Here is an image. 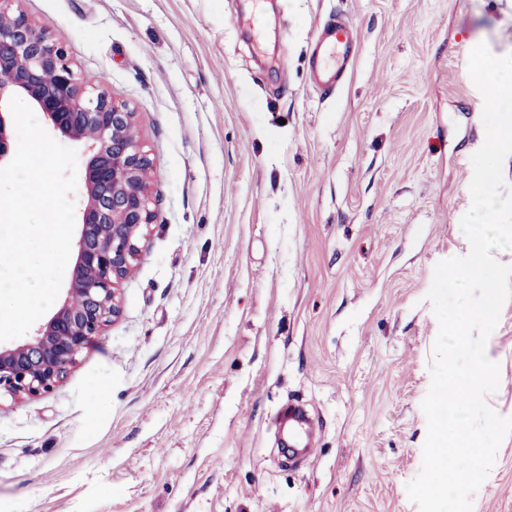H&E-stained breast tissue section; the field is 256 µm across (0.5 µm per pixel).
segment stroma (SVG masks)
<instances>
[{
	"label": "stroma",
	"mask_w": 512,
	"mask_h": 512,
	"mask_svg": "<svg viewBox=\"0 0 512 512\" xmlns=\"http://www.w3.org/2000/svg\"><path fill=\"white\" fill-rule=\"evenodd\" d=\"M79 78L139 115L157 222L122 312L49 394L0 400V512H419L426 298L466 255L483 144L473 47L512 0H23ZM349 17L342 88L313 31ZM512 416V297L487 340ZM315 419L310 456L279 428ZM512 512V434L472 497ZM359 47V38L347 17L336 13L322 20L310 47V70L316 88L324 95L337 93L356 61Z\"/></svg>",
	"instance_id": "obj_1"
}]
</instances>
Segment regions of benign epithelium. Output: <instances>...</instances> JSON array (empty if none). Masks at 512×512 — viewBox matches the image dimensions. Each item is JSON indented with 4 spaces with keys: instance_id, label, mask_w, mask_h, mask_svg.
Wrapping results in <instances>:
<instances>
[{
    "instance_id": "benign-epithelium-1",
    "label": "benign epithelium",
    "mask_w": 512,
    "mask_h": 512,
    "mask_svg": "<svg viewBox=\"0 0 512 512\" xmlns=\"http://www.w3.org/2000/svg\"><path fill=\"white\" fill-rule=\"evenodd\" d=\"M0 0V167L14 149L6 103L18 96L53 132L88 154L79 199L80 234L66 297L33 334L0 343V397L52 392L77 356L121 313L120 283L156 223L150 187L154 165L140 139L137 113L103 87L79 82L65 46L45 24Z\"/></svg>"
}]
</instances>
